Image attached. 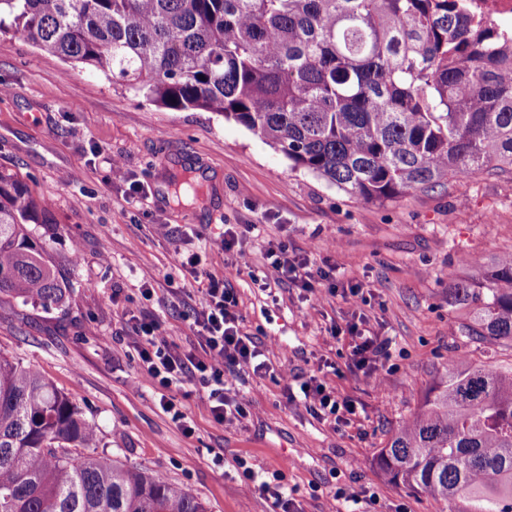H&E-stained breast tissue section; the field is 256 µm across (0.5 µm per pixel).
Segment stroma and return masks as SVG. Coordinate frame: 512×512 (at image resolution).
I'll return each mask as SVG.
<instances>
[{
    "mask_svg": "<svg viewBox=\"0 0 512 512\" xmlns=\"http://www.w3.org/2000/svg\"><path fill=\"white\" fill-rule=\"evenodd\" d=\"M0 86L9 90L0 97V171L49 204L53 221L35 235L65 283L52 308L0 297V355L73 397L99 428V455L164 476L208 512H269L235 469L241 456L260 471L287 467L298 512H448L380 476L373 461L449 358L486 359L485 344L455 333L448 284L476 280L512 251V174L466 175L367 202L222 115L145 101L19 34L0 35ZM116 162L125 179L113 178ZM185 168L203 194L179 202L170 183ZM228 224L261 225L263 237L228 254L205 247ZM281 242L312 265L335 262L340 290L307 297L286 282L267 298L251 277ZM187 252L234 291L269 364L236 381L250 409L241 425L215 423L190 383L164 392L185 412L188 434L160 409L163 392L141 377L133 347L146 313L172 344L188 346L196 283L178 262ZM236 264L245 274L235 275ZM352 284L369 300L364 330L389 342L378 379L350 371L354 337L330 334L352 319ZM322 363L328 386L356 404L336 424L287 402L278 381L284 371L308 378Z\"/></svg>",
    "mask_w": 512,
    "mask_h": 512,
    "instance_id": "stroma-1",
    "label": "stroma"
}]
</instances>
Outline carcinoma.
<instances>
[{
  "label": "carcinoma",
  "mask_w": 512,
  "mask_h": 512,
  "mask_svg": "<svg viewBox=\"0 0 512 512\" xmlns=\"http://www.w3.org/2000/svg\"><path fill=\"white\" fill-rule=\"evenodd\" d=\"M175 110L218 112L297 168L385 203L466 174L512 173V41L462 0H0V35ZM50 207L0 173V294L64 286L34 224ZM448 288L456 331L512 345V253ZM98 427L42 374L0 356V512H207L95 448ZM460 512H512V363L448 362L374 459Z\"/></svg>",
  "instance_id": "obj_1"
}]
</instances>
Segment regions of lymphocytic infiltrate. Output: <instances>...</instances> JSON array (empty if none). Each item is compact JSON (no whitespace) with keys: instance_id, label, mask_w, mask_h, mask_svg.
Returning a JSON list of instances; mask_svg holds the SVG:
<instances>
[{"instance_id":"f902f5d3","label":"lymphocytic infiltrate","mask_w":512,"mask_h":512,"mask_svg":"<svg viewBox=\"0 0 512 512\" xmlns=\"http://www.w3.org/2000/svg\"><path fill=\"white\" fill-rule=\"evenodd\" d=\"M267 258L260 279L265 291L289 280L312 293L317 284L333 280L336 271L332 265L309 268L306 261L290 256L283 242L268 248ZM195 311L198 345L186 351L170 344L158 320L139 325L137 352L141 375L163 389L191 382L205 395L216 423L243 421L250 412L234 387V376L247 371L257 374L266 370L267 365L261 361L252 336L244 332L236 298L223 281L212 278L197 287ZM347 330L358 338L350 354L352 367L367 377L380 376L389 356L387 341L361 335L355 323L349 324ZM283 393L288 401L302 403L309 412L320 417H338L354 411L352 401L336 397L326 382L315 375L304 381L295 376L284 380ZM236 466L244 482L255 484L259 493L271 500L273 512H290L292 503L285 495V470H275L271 480L262 481L247 459H237Z\"/></svg>"}]
</instances>
